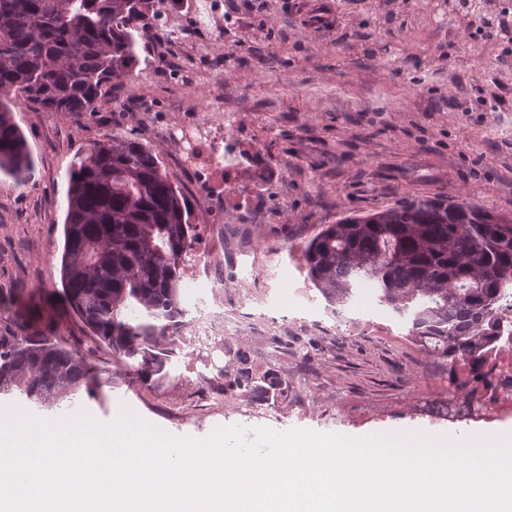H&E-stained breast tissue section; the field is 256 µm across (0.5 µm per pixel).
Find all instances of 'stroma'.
Masks as SVG:
<instances>
[{"mask_svg":"<svg viewBox=\"0 0 512 512\" xmlns=\"http://www.w3.org/2000/svg\"><path fill=\"white\" fill-rule=\"evenodd\" d=\"M424 2L221 0L225 25L215 30L200 0H176L177 29L140 45L135 75L114 81L97 112L14 105L34 173L24 185L0 175V336L50 337L77 350L92 375L74 405L43 418L82 409L109 422L126 406L196 438L233 425L355 437L486 431L425 415L448 376L370 290L356 301L369 325L342 332L301 271L299 246L319 225L405 198H469L512 219V0H482L489 27L480 35L458 0L441 22ZM204 112L232 121L220 182L188 171L171 137ZM130 131L157 151L192 223L223 225L235 246L256 252L252 295L288 303L291 322L235 345L238 394L263 404L285 383L281 415L244 416L218 378L163 388L121 368L60 297L66 168L104 134ZM255 152L277 174L262 196L247 168Z\"/></svg>","mask_w":512,"mask_h":512,"instance_id":"obj_1","label":"stroma"}]
</instances>
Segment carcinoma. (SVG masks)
<instances>
[{
	"instance_id": "obj_1",
	"label": "carcinoma",
	"mask_w": 512,
	"mask_h": 512,
	"mask_svg": "<svg viewBox=\"0 0 512 512\" xmlns=\"http://www.w3.org/2000/svg\"><path fill=\"white\" fill-rule=\"evenodd\" d=\"M165 0H0V173L24 184L33 162L11 104L95 112L112 81L132 75L139 25ZM62 295L93 336L142 378L169 377L185 309L180 285L195 238L186 196L136 134L106 136L70 162ZM305 278L326 306L349 308L370 286L406 337L448 366L483 363L501 335L502 289L512 288V220L460 198L401 200L322 224L300 245ZM89 369L46 336H0V396L52 408L79 394Z\"/></svg>"
}]
</instances>
